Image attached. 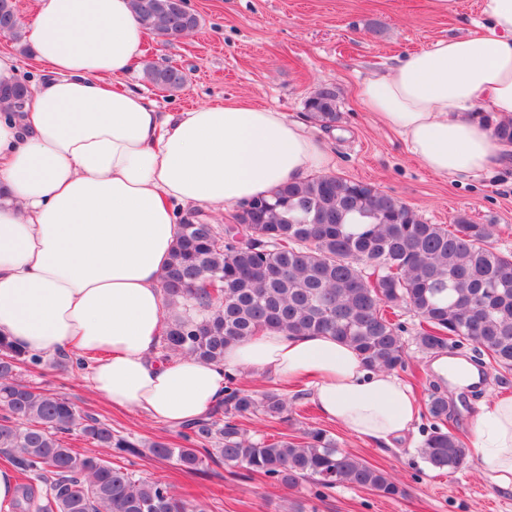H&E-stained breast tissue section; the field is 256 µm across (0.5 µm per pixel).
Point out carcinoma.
<instances>
[{
	"mask_svg": "<svg viewBox=\"0 0 512 512\" xmlns=\"http://www.w3.org/2000/svg\"><path fill=\"white\" fill-rule=\"evenodd\" d=\"M137 19L164 38L198 26L181 0H130ZM0 31L20 42L22 27L12 0H0ZM146 79L164 90L185 80L173 66H146ZM29 85L0 88V103L23 107ZM336 90L320 86L305 101L311 118L330 128L339 121ZM234 224H212L197 211L180 222L161 288L174 315L162 336V357L203 362L224 358V348L264 330L290 336L328 334L349 344L369 368L405 367V323L418 318L414 341L422 352L469 347L479 357L512 369V253L486 245L491 224L464 214L452 228L429 224L399 199L362 182L318 175L286 183L266 197L241 202ZM30 355L0 337V452L45 485L34 499L26 484L10 512H196L173 486L137 478L98 455L80 454L81 439L117 453L135 444L98 418L80 413L66 397L17 377L37 369ZM284 419L288 398L269 391L256 397L230 377L224 401L183 426L189 445L154 442L151 453L188 471L217 459L288 487L309 482L322 493L338 486L403 495L387 472L336 446L326 432L253 440L239 420L256 412ZM431 425L419 449L434 470L452 473L469 449L445 428L448 397L430 395Z\"/></svg>",
	"mask_w": 512,
	"mask_h": 512,
	"instance_id": "cac0c4a2",
	"label": "carcinoma"
}]
</instances>
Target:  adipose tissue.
Returning a JSON list of instances; mask_svg holds the SVG:
<instances>
[{
	"mask_svg": "<svg viewBox=\"0 0 512 512\" xmlns=\"http://www.w3.org/2000/svg\"><path fill=\"white\" fill-rule=\"evenodd\" d=\"M474 35L440 39L359 93L430 171L466 178L512 158V0H485ZM42 75L0 113V335L32 354L94 356L100 399L172 428L206 416L227 377L309 380L321 414L380 449L420 406L393 373L328 335L271 330L224 358L159 360L161 275L182 218L222 211L326 170L324 143L284 113L239 104L162 112L113 80L142 53L130 0H36L25 27ZM471 449L512 491V397L481 403Z\"/></svg>",
	"mask_w": 512,
	"mask_h": 512,
	"instance_id": "ef3b65f1",
	"label": "adipose tissue"
}]
</instances>
